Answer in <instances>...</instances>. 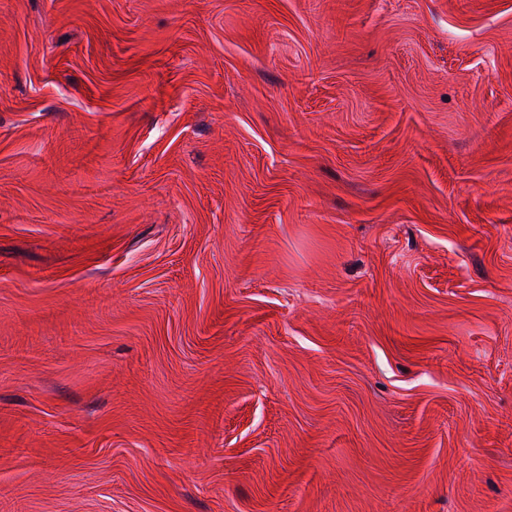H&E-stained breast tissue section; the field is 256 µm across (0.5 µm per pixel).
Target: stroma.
<instances>
[{"label":"stroma","mask_w":512,"mask_h":512,"mask_svg":"<svg viewBox=\"0 0 512 512\" xmlns=\"http://www.w3.org/2000/svg\"><path fill=\"white\" fill-rule=\"evenodd\" d=\"M0 512H512V0H0Z\"/></svg>","instance_id":"obj_1"}]
</instances>
